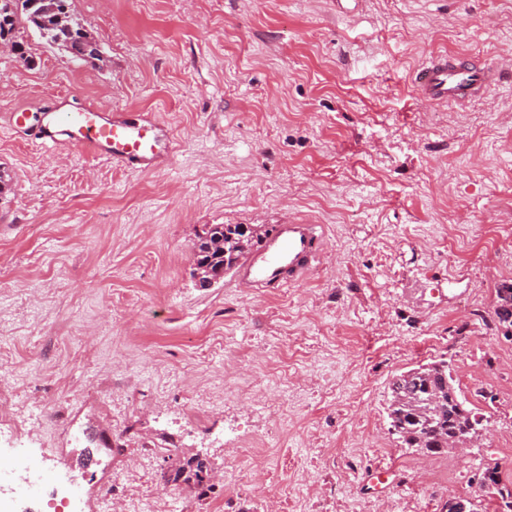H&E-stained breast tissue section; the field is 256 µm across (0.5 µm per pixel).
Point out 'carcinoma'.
Masks as SVG:
<instances>
[{
	"label": "carcinoma",
	"instance_id": "cac0c4a2",
	"mask_svg": "<svg viewBox=\"0 0 512 512\" xmlns=\"http://www.w3.org/2000/svg\"><path fill=\"white\" fill-rule=\"evenodd\" d=\"M36 0H0V42L12 44L23 62L26 56L23 43L17 40L16 26L24 20L51 43L59 42L61 33L50 15L38 14ZM239 224L212 226L207 236L194 244L193 260L209 264L213 269L232 267L241 255L239 247L244 233ZM495 319L500 326L512 328V303L503 297V289H496ZM390 429L399 447L417 454H434L437 442L457 433L466 434L472 426L481 425L465 406L448 372L445 361L427 364V368L410 378L397 377L390 386L387 406ZM493 488L506 506L512 507V488L501 483L498 465H486L478 484V491Z\"/></svg>",
	"mask_w": 512,
	"mask_h": 512
}]
</instances>
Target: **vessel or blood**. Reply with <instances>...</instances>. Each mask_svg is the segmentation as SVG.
<instances>
[{
    "label": "vessel or blood",
    "mask_w": 512,
    "mask_h": 512,
    "mask_svg": "<svg viewBox=\"0 0 512 512\" xmlns=\"http://www.w3.org/2000/svg\"><path fill=\"white\" fill-rule=\"evenodd\" d=\"M507 75L496 63L476 64L461 55H432L414 73L419 96L429 103L465 104L484 94ZM12 129L30 131L44 145L65 143L105 157L130 170L153 172L174 150L171 129L150 113L110 112L95 105L79 111L56 106L31 115L18 109L9 115ZM317 225L288 221L273 227L262 246L240 262V288H283L305 281L324 252Z\"/></svg>",
    "instance_id": "b4317fda"
}]
</instances>
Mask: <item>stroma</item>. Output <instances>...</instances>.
Returning <instances> with one entry per match:
<instances>
[{
	"label": "stroma",
	"instance_id": "stroma-1",
	"mask_svg": "<svg viewBox=\"0 0 512 512\" xmlns=\"http://www.w3.org/2000/svg\"><path fill=\"white\" fill-rule=\"evenodd\" d=\"M96 66L31 28L0 50V501L54 512L31 467L116 512H442L486 464L512 486V80L423 103L436 53L512 60V0H72ZM149 112L160 170L12 132L20 106ZM299 218L326 242L305 283L200 287L214 224ZM446 361L473 446L389 432L392 378ZM110 447H103V440ZM202 487L185 478L196 462Z\"/></svg>",
	"mask_w": 512,
	"mask_h": 512
}]
</instances>
